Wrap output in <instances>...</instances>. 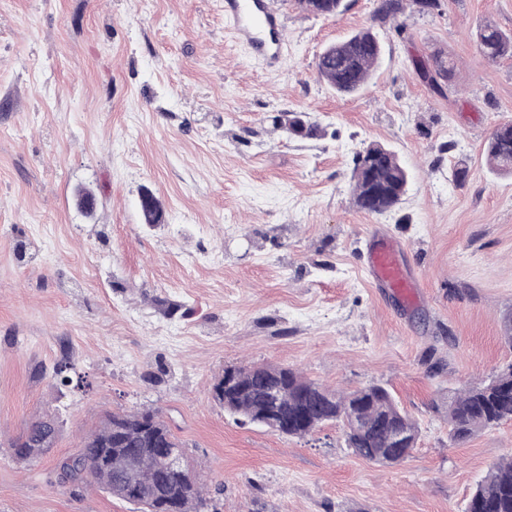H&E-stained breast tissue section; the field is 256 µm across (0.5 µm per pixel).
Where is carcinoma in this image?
Instances as JSON below:
<instances>
[{
	"mask_svg": "<svg viewBox=\"0 0 512 512\" xmlns=\"http://www.w3.org/2000/svg\"><path fill=\"white\" fill-rule=\"evenodd\" d=\"M306 12L338 16L344 0H297ZM402 0H381L377 17L386 20L401 13ZM476 40L489 60L512 57V36L491 24L480 26ZM381 44L370 29L361 30L320 54L319 76L340 95L359 93L367 84L381 57ZM273 124L291 136L309 137L316 128L303 115L283 112ZM489 165L512 175V123L498 126L485 148ZM352 193L360 208L383 214L399 203L408 185V172L396 153L381 144H370L354 159ZM144 221H163V208L156 196L142 207ZM214 397L236 420L269 413L282 418L288 427L280 434L303 438L322 425L346 422L354 414L356 428H345V442L353 453L385 464L401 462L414 448L419 430L413 419L384 387L371 385L348 394L332 391L283 365L227 366L224 377L213 386ZM512 421V364L489 382L458 390L448 397V441L466 442L481 430ZM59 434L55 416L32 418L24 432L11 443L14 455L32 462L54 447ZM165 448H183L170 426L155 410L139 409L112 413L84 435L73 457L81 469L59 460L63 481L94 484L111 496L141 506L150 512L149 501L168 499L181 512L204 508L198 477L187 483L165 474L159 456ZM466 512H512V458L495 464L477 484Z\"/></svg>",
	"mask_w": 512,
	"mask_h": 512,
	"instance_id": "obj_1",
	"label": "carcinoma"
}]
</instances>
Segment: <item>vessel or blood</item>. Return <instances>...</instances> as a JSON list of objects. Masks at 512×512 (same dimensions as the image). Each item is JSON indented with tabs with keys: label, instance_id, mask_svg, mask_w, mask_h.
I'll return each mask as SVG.
<instances>
[{
	"label": "vessel or blood",
	"instance_id": "vessel-or-blood-1",
	"mask_svg": "<svg viewBox=\"0 0 512 512\" xmlns=\"http://www.w3.org/2000/svg\"><path fill=\"white\" fill-rule=\"evenodd\" d=\"M224 21L237 40L246 44L269 67H278L283 62L281 19L268 0H224ZM365 268L371 279L397 293H407L412 286L396 250L387 242H370Z\"/></svg>",
	"mask_w": 512,
	"mask_h": 512
}]
</instances>
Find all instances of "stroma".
<instances>
[{
	"label": "stroma",
	"mask_w": 512,
	"mask_h": 512,
	"mask_svg": "<svg viewBox=\"0 0 512 512\" xmlns=\"http://www.w3.org/2000/svg\"><path fill=\"white\" fill-rule=\"evenodd\" d=\"M270 2L276 69L232 41L224 0H0V512H139L59 486L56 464L107 414L140 407L183 443L210 512H465L512 455V421L457 446L447 421L449 393L512 363V177L484 155L512 121V58L475 43L486 22L512 35V0H404L386 21L380 0H345L335 18ZM365 28L382 61L337 95L318 58ZM283 112L316 134L274 129ZM375 142L409 173L381 215L351 192L353 158ZM146 189L163 224L141 219ZM374 229L400 244L414 302L368 279ZM64 356L86 386L61 384ZM241 363L339 392L383 386L416 446L383 465L338 423L302 439L240 423L212 387ZM44 414L61 421L55 447L18 462L8 440Z\"/></svg>",
	"instance_id": "1"
}]
</instances>
